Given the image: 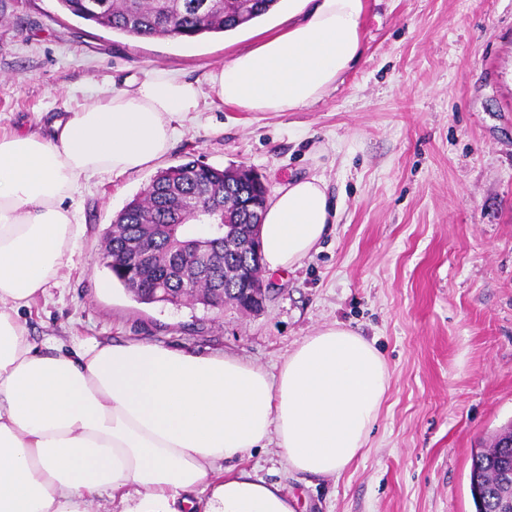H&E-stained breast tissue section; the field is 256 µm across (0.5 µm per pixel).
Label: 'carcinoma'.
Here are the masks:
<instances>
[{"mask_svg":"<svg viewBox=\"0 0 512 512\" xmlns=\"http://www.w3.org/2000/svg\"><path fill=\"white\" fill-rule=\"evenodd\" d=\"M62 9L98 27L128 36L198 38L235 30L267 14L280 0H58ZM119 212L118 230L107 238L103 261L112 276L127 286V268L143 246V225L172 224L170 231L149 239L157 267L172 257V245L194 238L192 225L204 207L211 209L230 197L253 206L226 208L225 217L236 224H262L267 187L253 170L239 166L216 168L196 160L159 171L143 191ZM205 250L184 248L180 264L158 283L174 294L198 284L213 289V297L238 302L244 285L238 270L253 266L242 247L224 249V256L204 259ZM511 456L512 448H474L471 451L470 490L476 512H497V503L512 491L490 466L489 457Z\"/></svg>","mask_w":512,"mask_h":512,"instance_id":"carcinoma-1","label":"carcinoma"}]
</instances>
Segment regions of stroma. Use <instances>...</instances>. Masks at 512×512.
Wrapping results in <instances>:
<instances>
[{
	"instance_id": "stroma-1",
	"label": "stroma",
	"mask_w": 512,
	"mask_h": 512,
	"mask_svg": "<svg viewBox=\"0 0 512 512\" xmlns=\"http://www.w3.org/2000/svg\"><path fill=\"white\" fill-rule=\"evenodd\" d=\"M301 0L236 31L148 40L0 0V134L44 135L67 109L162 69L227 64ZM362 54L321 100L244 112L204 99L168 152L75 196L72 263L20 320L36 341L150 340L227 353L277 374L303 337L341 322L374 344L390 389L365 452L333 479L288 474L278 448L247 463L297 512H475L471 450L512 422V0H367ZM328 185L336 222L260 312L144 304L99 262L106 229L158 171L188 160Z\"/></svg>"
}]
</instances>
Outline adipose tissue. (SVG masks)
Returning a JSON list of instances; mask_svg holds the SVG:
<instances>
[{
	"label": "adipose tissue",
	"instance_id": "ef3b65f1",
	"mask_svg": "<svg viewBox=\"0 0 512 512\" xmlns=\"http://www.w3.org/2000/svg\"><path fill=\"white\" fill-rule=\"evenodd\" d=\"M205 85L156 70L55 120L51 138L0 135V512H296L246 460L276 445L289 472L333 477L366 447L389 387L374 345L336 322L303 337L278 376L229 354L150 341L40 348L20 321L72 260L81 182L165 155L209 95L247 112L322 99L358 60L366 0H304ZM336 219L323 179L268 204L264 267L299 265ZM202 498H190L193 489Z\"/></svg>",
	"mask_w": 512,
	"mask_h": 512
}]
</instances>
